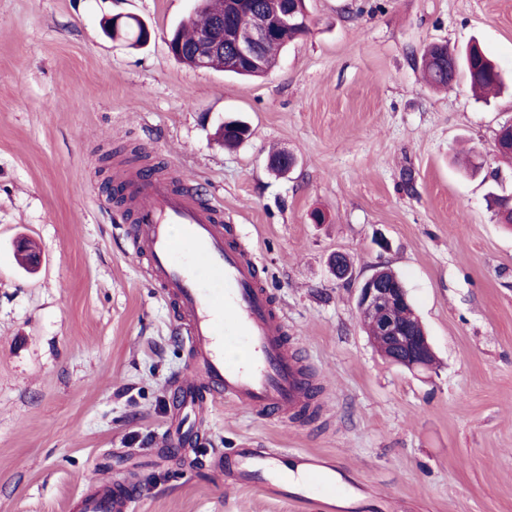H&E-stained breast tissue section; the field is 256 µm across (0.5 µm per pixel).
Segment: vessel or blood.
<instances>
[{
    "mask_svg": "<svg viewBox=\"0 0 512 512\" xmlns=\"http://www.w3.org/2000/svg\"><path fill=\"white\" fill-rule=\"evenodd\" d=\"M134 216L135 252L174 304L189 340L192 378L182 380L183 413L210 389L262 419H293L309 398V370L288 342V324L265 287L259 260L235 238L224 210L174 189L163 174L123 175ZM230 483L283 500L315 503L318 512H358L342 501L334 459L245 445L214 462ZM127 479L91 478L83 512H127Z\"/></svg>",
    "mask_w": 512,
    "mask_h": 512,
    "instance_id": "b4317fda",
    "label": "vessel or blood"
}]
</instances>
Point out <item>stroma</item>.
Returning a JSON list of instances; mask_svg holds the SVG:
<instances>
[{"instance_id": "stroma-1", "label": "stroma", "mask_w": 512, "mask_h": 512, "mask_svg": "<svg viewBox=\"0 0 512 512\" xmlns=\"http://www.w3.org/2000/svg\"><path fill=\"white\" fill-rule=\"evenodd\" d=\"M308 6L310 33L244 80L171 55L190 0H0V512H81L93 475L136 481L128 512H310L211 468L244 443L333 457L361 512H512V226L488 206L512 194L494 152L512 89L436 91L419 66L430 43L475 39L512 77V0ZM117 14L145 21L149 45L107 37ZM223 120L249 138L219 144ZM283 151L285 176L267 165ZM159 161L254 249L322 388L315 421L207 396L167 451L185 330L101 188ZM20 237L41 251L35 273L15 261ZM380 265L426 327L432 370L387 363L364 332L357 286Z\"/></svg>"}]
</instances>
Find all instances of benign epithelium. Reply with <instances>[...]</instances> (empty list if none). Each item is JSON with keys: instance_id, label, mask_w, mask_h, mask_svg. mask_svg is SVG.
<instances>
[{"instance_id": "benign-epithelium-1", "label": "benign epithelium", "mask_w": 512, "mask_h": 512, "mask_svg": "<svg viewBox=\"0 0 512 512\" xmlns=\"http://www.w3.org/2000/svg\"><path fill=\"white\" fill-rule=\"evenodd\" d=\"M245 0H219L212 25L199 32L194 43L187 46L178 33L168 35L172 55L181 60L189 54L193 66L206 70L212 59L224 55V44L234 51L230 68L263 72V49L277 31L306 16L300 0H286L276 16L243 12ZM15 253L23 259L30 272L39 268L40 256L20 238L14 244ZM359 318L373 324L372 337L384 346L382 356L389 362L410 371H424L435 363V354L425 332L415 330L404 315L414 313L406 288L399 280L385 278L376 270L358 287L356 302Z\"/></svg>"}]
</instances>
